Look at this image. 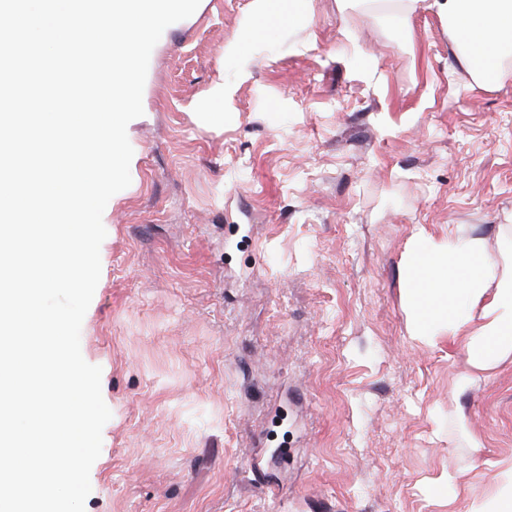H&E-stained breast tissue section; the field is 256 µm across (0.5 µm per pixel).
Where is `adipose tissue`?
<instances>
[{
	"label": "adipose tissue",
	"instance_id": "1",
	"mask_svg": "<svg viewBox=\"0 0 512 512\" xmlns=\"http://www.w3.org/2000/svg\"><path fill=\"white\" fill-rule=\"evenodd\" d=\"M448 22L455 56L484 85L512 57V0H433ZM404 308L416 340L463 339L472 369L512 355V268L493 260L478 237L413 236L399 266Z\"/></svg>",
	"mask_w": 512,
	"mask_h": 512
}]
</instances>
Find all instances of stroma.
I'll return each instance as SVG.
<instances>
[{"instance_id":"obj_1","label":"stroma","mask_w":512,"mask_h":512,"mask_svg":"<svg viewBox=\"0 0 512 512\" xmlns=\"http://www.w3.org/2000/svg\"><path fill=\"white\" fill-rule=\"evenodd\" d=\"M431 3L401 28L300 0L239 57L256 0L164 31L81 327L111 411L85 512H475L498 485L512 356L413 340L398 271L422 225L512 248V58L477 83ZM230 95L229 88L224 84L214 86L208 99L204 101L199 107L196 114L206 123L219 124L224 121L223 112H214L213 106L217 103H223Z\"/></svg>"}]
</instances>
